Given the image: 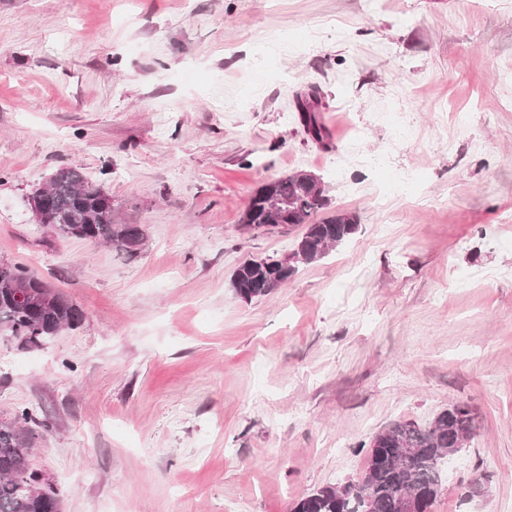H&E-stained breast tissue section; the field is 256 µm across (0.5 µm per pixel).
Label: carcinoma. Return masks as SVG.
<instances>
[{
	"mask_svg": "<svg viewBox=\"0 0 512 512\" xmlns=\"http://www.w3.org/2000/svg\"><path fill=\"white\" fill-rule=\"evenodd\" d=\"M43 202L55 236L105 243L137 254L145 233L139 224H125L103 200L102 188L76 168L55 170L49 184L34 191ZM329 206L326 191L292 173L262 184L249 198L240 223L250 229L303 224L295 259L281 273L275 258L242 262L231 277L235 294L245 300L268 295L286 283L299 265L323 259L358 230L357 218L342 211L323 217ZM84 319L80 308L65 295L18 263L0 265V336L27 349L40 347L65 328ZM45 426L33 407L18 409L0 421V512H60L51 487L34 490L41 477L30 468L35 430ZM472 409L448 405L426 426L395 421L371 436L361 477L343 489L323 486L293 503L291 512H424L442 487V462L448 449L473 437Z\"/></svg>",
	"mask_w": 512,
	"mask_h": 512,
	"instance_id": "obj_1",
	"label": "carcinoma"
}]
</instances>
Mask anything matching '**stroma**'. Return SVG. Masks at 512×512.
I'll use <instances>...</instances> for the list:
<instances>
[{
	"instance_id": "35a3bbf8",
	"label": "stroma",
	"mask_w": 512,
	"mask_h": 512,
	"mask_svg": "<svg viewBox=\"0 0 512 512\" xmlns=\"http://www.w3.org/2000/svg\"><path fill=\"white\" fill-rule=\"evenodd\" d=\"M60 167L136 255L35 223ZM300 169L359 229L243 300L305 227L241 214ZM0 258L85 314L0 338L62 512H291L453 403L476 429L433 512H512V0H0Z\"/></svg>"
}]
</instances>
